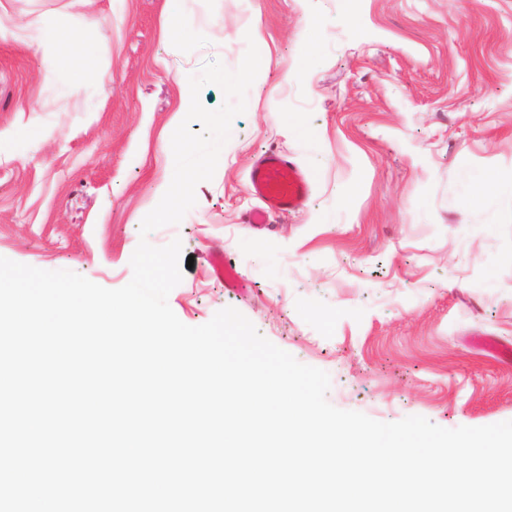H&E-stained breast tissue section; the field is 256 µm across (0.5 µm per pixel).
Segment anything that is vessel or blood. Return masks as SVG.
Listing matches in <instances>:
<instances>
[{
    "label": "vessel or blood",
    "mask_w": 512,
    "mask_h": 512,
    "mask_svg": "<svg viewBox=\"0 0 512 512\" xmlns=\"http://www.w3.org/2000/svg\"><path fill=\"white\" fill-rule=\"evenodd\" d=\"M250 181L260 208L249 215L253 224L266 223L269 214L293 210L311 190V179L286 157L276 152L265 154L252 169Z\"/></svg>",
    "instance_id": "obj_1"
}]
</instances>
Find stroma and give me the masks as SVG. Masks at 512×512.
<instances>
[{"instance_id":"stroma-1","label":"stroma","mask_w":512,"mask_h":512,"mask_svg":"<svg viewBox=\"0 0 512 512\" xmlns=\"http://www.w3.org/2000/svg\"><path fill=\"white\" fill-rule=\"evenodd\" d=\"M91 27L80 59L54 44ZM251 41L223 169L148 237L194 258L173 312L237 309L326 371L342 410L512 420V198L493 188L512 179V0H187L171 20L163 0H0V256L126 285L189 75L236 69ZM269 151L312 191L259 226L249 173Z\"/></svg>"}]
</instances>
